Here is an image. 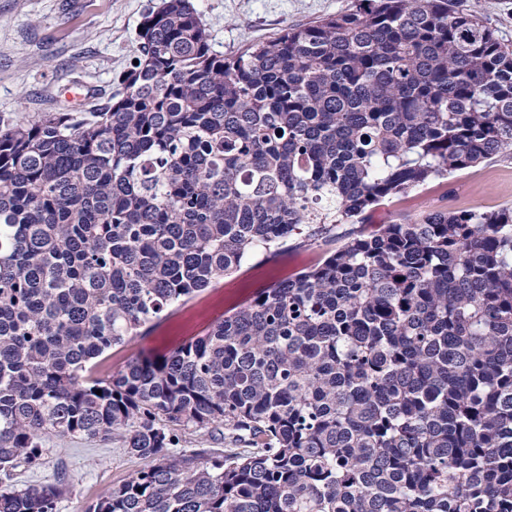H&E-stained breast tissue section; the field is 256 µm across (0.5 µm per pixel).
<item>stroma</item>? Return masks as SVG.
Listing matches in <instances>:
<instances>
[{
    "instance_id": "35a3bbf8",
    "label": "stroma",
    "mask_w": 512,
    "mask_h": 512,
    "mask_svg": "<svg viewBox=\"0 0 512 512\" xmlns=\"http://www.w3.org/2000/svg\"><path fill=\"white\" fill-rule=\"evenodd\" d=\"M353 0H195L215 52L264 41L287 25H301L350 8ZM160 0H0V122H22L46 112L88 111L120 91V75L134 55L138 25ZM512 44V0H458ZM512 203V154L414 189L369 213L373 224L398 214L420 215ZM324 257L312 246L288 242L278 252L257 251L241 267L173 307L161 321L109 350L102 371L168 351L204 335L225 313L260 289L310 270ZM45 465L17 468L21 488L64 474L71 491L56 512H86L112 485L141 468L125 451L124 432L106 437L55 439Z\"/></svg>"
}]
</instances>
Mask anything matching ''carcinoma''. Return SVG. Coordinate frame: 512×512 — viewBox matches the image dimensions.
Segmentation results:
<instances>
[{
  "label": "carcinoma",
  "mask_w": 512,
  "mask_h": 512,
  "mask_svg": "<svg viewBox=\"0 0 512 512\" xmlns=\"http://www.w3.org/2000/svg\"><path fill=\"white\" fill-rule=\"evenodd\" d=\"M133 59L92 110L0 129V471L124 429L144 465L87 512H512V206L366 224L512 153V46L454 0H354L219 55L162 0ZM288 238L325 259L99 374ZM220 424L248 448L170 452Z\"/></svg>",
  "instance_id": "cac0c4a2"
}]
</instances>
